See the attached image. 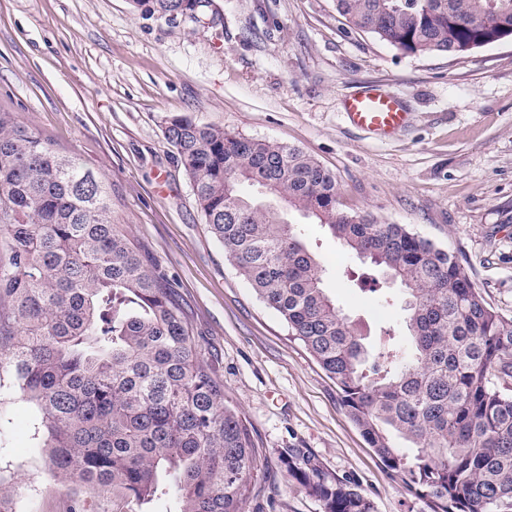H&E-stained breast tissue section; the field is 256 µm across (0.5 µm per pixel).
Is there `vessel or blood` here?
I'll return each instance as SVG.
<instances>
[{
	"label": "vessel or blood",
	"mask_w": 512,
	"mask_h": 512,
	"mask_svg": "<svg viewBox=\"0 0 512 512\" xmlns=\"http://www.w3.org/2000/svg\"><path fill=\"white\" fill-rule=\"evenodd\" d=\"M344 111L352 125L381 137L394 134L407 121L398 97L378 88L349 95Z\"/></svg>",
	"instance_id": "obj_1"
}]
</instances>
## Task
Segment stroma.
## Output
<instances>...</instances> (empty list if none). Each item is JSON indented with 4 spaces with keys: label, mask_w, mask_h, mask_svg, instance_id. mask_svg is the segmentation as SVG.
I'll return each mask as SVG.
<instances>
[{
    "label": "stroma",
    "mask_w": 512,
    "mask_h": 512,
    "mask_svg": "<svg viewBox=\"0 0 512 512\" xmlns=\"http://www.w3.org/2000/svg\"><path fill=\"white\" fill-rule=\"evenodd\" d=\"M369 85L408 114L391 138L345 115V97ZM0 111L110 179L114 220L177 289L193 336L219 363L225 400L266 450L248 512H323L281 467V448L308 449L360 483L373 512H430L389 480L335 383L228 261L163 127L187 116L302 149L334 174L343 210L457 254L486 301L512 316V39L409 55L344 30L335 0H211L198 20L132 0H0ZM290 219L364 334L403 321V300L388 306L363 289L360 259L327 227ZM0 426V477L11 484L0 512H66L75 490L33 454V412L16 404Z\"/></svg>",
    "instance_id": "obj_1"
}]
</instances>
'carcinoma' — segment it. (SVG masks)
<instances>
[{
	"label": "carcinoma",
	"mask_w": 512,
	"mask_h": 512,
	"mask_svg": "<svg viewBox=\"0 0 512 512\" xmlns=\"http://www.w3.org/2000/svg\"><path fill=\"white\" fill-rule=\"evenodd\" d=\"M170 16L179 0H133ZM346 25L413 55L512 38V0H336ZM225 256L334 381L387 477L431 512H512V316L459 257L339 206L305 151L188 117L166 121ZM256 191L245 194L241 186ZM295 210L408 291L402 327L366 342L323 288ZM30 404L35 452L82 489L69 512H245L266 458L190 334L176 289L112 220V183L0 113V409ZM324 512H373L355 481L283 448Z\"/></svg>",
	"instance_id": "1"
}]
</instances>
